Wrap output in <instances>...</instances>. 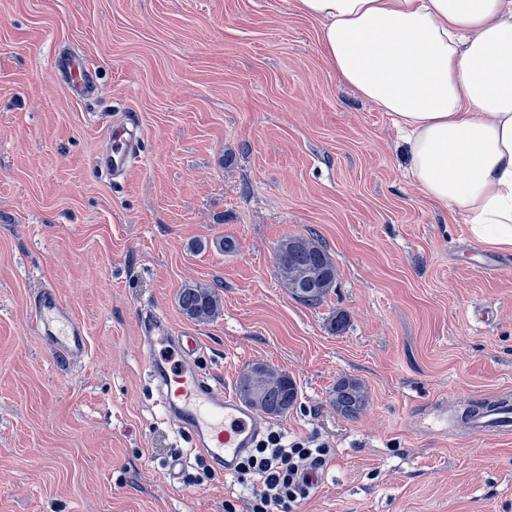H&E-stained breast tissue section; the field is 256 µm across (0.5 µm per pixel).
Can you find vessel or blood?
<instances>
[{"instance_id":"vessel-or-blood-1","label":"vessel or blood","mask_w":512,"mask_h":512,"mask_svg":"<svg viewBox=\"0 0 512 512\" xmlns=\"http://www.w3.org/2000/svg\"><path fill=\"white\" fill-rule=\"evenodd\" d=\"M67 69L71 91L83 99L97 95L98 85L88 66L71 63ZM140 135L139 128L133 125L110 132L105 159L112 172L131 169L139 156ZM31 324L55 353L68 358L86 354L85 330L61 303L54 288L44 287L38 292ZM141 324L143 361L159 384L160 404L190 434L203 458L223 465L225 473H234L237 462L255 446L263 432L262 416L198 367L197 337L176 333L168 319L156 312L142 315ZM159 344L170 347L171 357L157 354L155 347ZM464 425L474 436L511 435L512 398L496 399L466 418Z\"/></svg>"}]
</instances>
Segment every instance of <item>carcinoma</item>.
I'll list each match as a JSON object with an SVG mask.
<instances>
[{"label":"carcinoma","mask_w":512,"mask_h":512,"mask_svg":"<svg viewBox=\"0 0 512 512\" xmlns=\"http://www.w3.org/2000/svg\"><path fill=\"white\" fill-rule=\"evenodd\" d=\"M299 249L280 257L276 265L281 279L292 295L307 305H318L329 294L336 282V265L328 250L312 238L298 236ZM177 302L180 310L193 321L206 323L219 313L221 298L213 286L186 285L180 288ZM263 385L258 403L249 398L251 377L240 375L236 381L237 396L251 407L267 415L285 413L283 407L288 395V374L267 365L251 368ZM366 400L364 388L355 381H342L336 386V409L348 418H354L363 409Z\"/></svg>","instance_id":"obj_1"}]
</instances>
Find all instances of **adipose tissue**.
I'll return each instance as SVG.
<instances>
[{"instance_id": "adipose-tissue-1", "label": "adipose tissue", "mask_w": 512, "mask_h": 512, "mask_svg": "<svg viewBox=\"0 0 512 512\" xmlns=\"http://www.w3.org/2000/svg\"><path fill=\"white\" fill-rule=\"evenodd\" d=\"M331 67L403 132L413 180L512 252V0H295Z\"/></svg>"}]
</instances>
